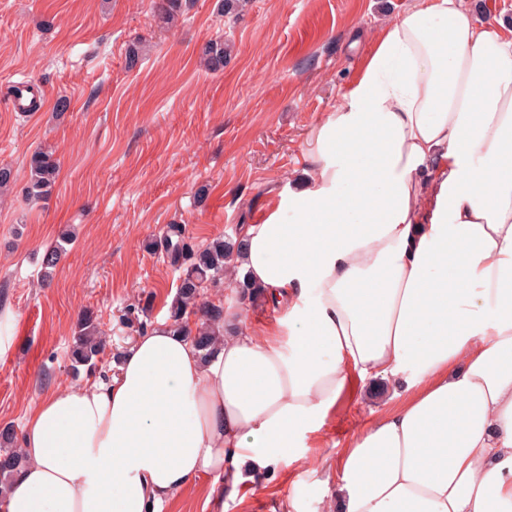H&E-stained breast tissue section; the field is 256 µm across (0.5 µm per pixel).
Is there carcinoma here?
I'll list each match as a JSON object with an SVG mask.
<instances>
[{
  "label": "carcinoma",
  "instance_id": "cac0c4a2",
  "mask_svg": "<svg viewBox=\"0 0 512 512\" xmlns=\"http://www.w3.org/2000/svg\"><path fill=\"white\" fill-rule=\"evenodd\" d=\"M183 0H159L156 5L158 14L166 19L174 18L181 12ZM233 44L228 38H216L207 41L199 50V61L203 68L211 73L224 70L231 55ZM30 179L25 194L36 200L50 199L59 174V164L48 151H36L29 159ZM71 236L63 233L59 242L48 248L43 257L44 267L56 266L64 245ZM153 251H162L170 262L180 269V284L169 310L171 325L182 328L183 316L187 313H202L204 321L197 325L193 340L203 356L211 354L216 345L218 324L224 316V308L214 306L203 300L205 290L217 287L230 279V285L237 288L242 303H255L261 298L256 286L247 278L236 276L235 257L241 252L243 243L240 237H218L205 245H196L185 235V227L170 224L163 235L148 243ZM105 350L98 323L91 314L85 315L79 325L77 336L70 350L71 369L78 373L85 370L94 372L97 362ZM17 437L10 426L0 428V494L8 490L15 482L24 460L16 448Z\"/></svg>",
  "mask_w": 512,
  "mask_h": 512
}]
</instances>
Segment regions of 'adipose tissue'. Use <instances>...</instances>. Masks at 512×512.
Listing matches in <instances>:
<instances>
[{
	"mask_svg": "<svg viewBox=\"0 0 512 512\" xmlns=\"http://www.w3.org/2000/svg\"><path fill=\"white\" fill-rule=\"evenodd\" d=\"M306 144L240 229L279 317L260 332L225 308L207 358L154 325L116 372L55 388L0 512H161L204 477L224 512L378 383L399 404L347 440L324 512H512V34L471 0H420Z\"/></svg>",
	"mask_w": 512,
	"mask_h": 512,
	"instance_id": "adipose-tissue-1",
	"label": "adipose tissue"
}]
</instances>
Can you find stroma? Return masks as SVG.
<instances>
[{
  "label": "stroma",
  "instance_id": "1",
  "mask_svg": "<svg viewBox=\"0 0 512 512\" xmlns=\"http://www.w3.org/2000/svg\"><path fill=\"white\" fill-rule=\"evenodd\" d=\"M156 2L0 0V165L17 175L0 203V426L21 429L43 395L73 384L84 313L107 334L105 367L134 336L121 310L167 321L180 272L147 242L181 224L200 245L259 219L271 190L300 177L307 132L341 101L380 21L417 0H252L239 16L191 0L171 21ZM222 35L231 57L205 72L199 48ZM139 41L147 49L128 67ZM22 85L38 89L40 111L11 110ZM39 148L59 163L45 202L23 191ZM65 230L76 240L44 276L42 255ZM372 419L343 395L306 433L310 460L280 462L224 512H322L328 461Z\"/></svg>",
  "mask_w": 512,
  "mask_h": 512
}]
</instances>
